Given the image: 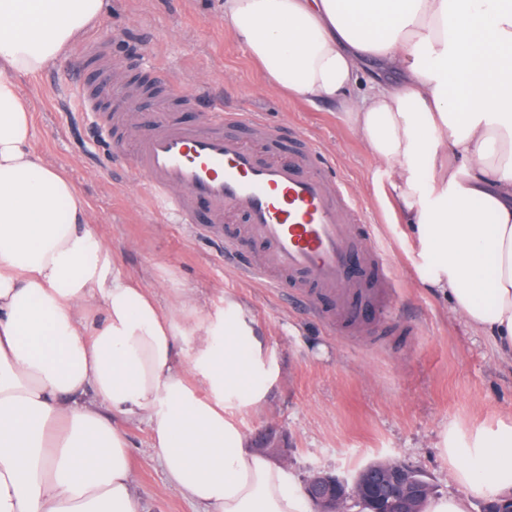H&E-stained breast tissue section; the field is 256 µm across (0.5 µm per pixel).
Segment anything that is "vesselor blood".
<instances>
[{
    "mask_svg": "<svg viewBox=\"0 0 512 512\" xmlns=\"http://www.w3.org/2000/svg\"><path fill=\"white\" fill-rule=\"evenodd\" d=\"M81 55L101 71L111 65L103 41H86ZM198 97V91L171 88L158 105L159 118L131 145L127 160L154 206L198 235L211 234L225 217L244 218L248 238L266 248L264 259L250 262L228 237L225 264L240 278L324 302L329 325L359 329L364 315L383 318L385 293L396 283L394 266L371 225L360 223L359 199L329 172L322 153L303 136L297 161L260 156L235 128L272 142L280 130L219 103L202 123L179 120ZM80 101L111 133L113 117L98 110L95 92L83 91Z\"/></svg>",
    "mask_w": 512,
    "mask_h": 512,
    "instance_id": "obj_1",
    "label": "vessel or blood"
}]
</instances>
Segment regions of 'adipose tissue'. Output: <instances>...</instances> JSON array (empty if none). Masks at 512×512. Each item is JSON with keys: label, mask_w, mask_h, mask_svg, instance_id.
I'll return each mask as SVG.
<instances>
[{"label": "adipose tissue", "mask_w": 512, "mask_h": 512, "mask_svg": "<svg viewBox=\"0 0 512 512\" xmlns=\"http://www.w3.org/2000/svg\"><path fill=\"white\" fill-rule=\"evenodd\" d=\"M288 96L339 107L389 173L426 284L512 358V0H219ZM103 0H0V512H141L121 421L147 420L202 512H312L235 412L275 379L248 309L163 311L117 270L72 181L32 150L17 76L54 63ZM398 77L357 97L360 65ZM431 182H424L423 171ZM442 455L470 512L512 493V416Z\"/></svg>", "instance_id": "ef3b65f1"}]
</instances>
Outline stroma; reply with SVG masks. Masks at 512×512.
Returning <instances> with one entry per match:
<instances>
[{
	"mask_svg": "<svg viewBox=\"0 0 512 512\" xmlns=\"http://www.w3.org/2000/svg\"><path fill=\"white\" fill-rule=\"evenodd\" d=\"M86 34L105 40L120 66L111 78L96 77L74 43L35 77L21 78L33 107L32 148L85 196L93 228L120 273L148 287L163 307L186 297L215 313L231 297L249 309L267 358L281 369L264 405L236 416L251 447L267 434L280 438L276 459L287 462L300 483L318 469L348 478L372 461L395 458L424 474L436 494H462L439 453L443 438L469 436L512 414V364L454 312L447 297L423 287L428 272L394 208L386 171L347 116L268 86L248 51L225 30L218 0H104L99 21ZM156 67L173 83H208L227 110L287 127L276 147L257 143L261 154L294 159L292 135L300 132L334 161L397 262L398 286L387 300L389 333L372 326L341 335L282 293L239 279L224 267L223 241L226 231H240L239 223L196 235L188 225L159 217L144 187L131 174L114 171V153L126 146L133 126L151 125L163 87L139 93L126 125L105 139L76 107L78 86L101 87L109 80L125 85ZM123 428L133 491L144 512H198L168 481L150 424L127 422Z\"/></svg>",
	"mask_w": 512,
	"mask_h": 512,
	"instance_id": "obj_1",
	"label": "stroma"
}]
</instances>
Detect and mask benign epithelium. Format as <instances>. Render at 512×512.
<instances>
[{"label": "benign epithelium", "mask_w": 512, "mask_h": 512, "mask_svg": "<svg viewBox=\"0 0 512 512\" xmlns=\"http://www.w3.org/2000/svg\"><path fill=\"white\" fill-rule=\"evenodd\" d=\"M417 471L403 461L369 464L348 480L332 471L316 470L306 477L303 493L314 512H379L383 502L393 512H413L423 502L425 486L414 479ZM482 512H512V496L485 502Z\"/></svg>", "instance_id": "7a95c632"}]
</instances>
